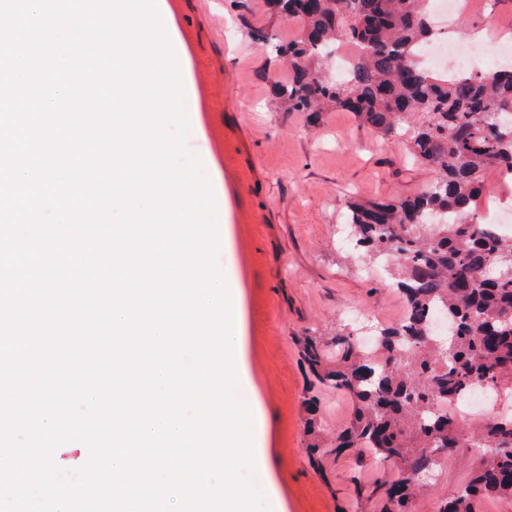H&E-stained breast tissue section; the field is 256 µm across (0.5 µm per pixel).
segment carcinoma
Returning a JSON list of instances; mask_svg holds the SVG:
<instances>
[{"mask_svg":"<svg viewBox=\"0 0 512 512\" xmlns=\"http://www.w3.org/2000/svg\"><path fill=\"white\" fill-rule=\"evenodd\" d=\"M299 24L274 45L290 78L273 85L286 112L340 108L383 135L433 179L400 196L349 203L350 238L375 264L394 262L405 317L380 328L376 351L354 331L336 336V359L318 336L301 352L316 380L348 395L352 412L336 450L356 449L400 478L357 485L358 512H410L421 475L433 476L460 444L479 449L467 481L439 512H477L481 499L512 501V411L466 425L439 406L479 387L512 395V236L478 212L490 169L512 173V66L450 79L420 57L436 37L432 0H267ZM356 47L341 77L326 72L337 46Z\"/></svg>","mask_w":512,"mask_h":512,"instance_id":"1","label":"carcinoma"}]
</instances>
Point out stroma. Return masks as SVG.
<instances>
[{"label": "stroma", "instance_id": "1", "mask_svg": "<svg viewBox=\"0 0 512 512\" xmlns=\"http://www.w3.org/2000/svg\"><path fill=\"white\" fill-rule=\"evenodd\" d=\"M187 50L185 150L198 157L226 245L215 263L241 279L248 338L247 378L232 392L257 398L269 419L252 445L272 464L246 476L260 512H352L354 484L384 475L371 457L323 449L313 456L305 402L318 401L319 434L347 423L352 402L319 385L296 340L331 338L345 326L377 332L402 300L387 268L365 262L345 232L350 200L405 194L431 172L407 162L402 138L385 137L343 110L312 117L280 111L272 80L287 82L272 48L252 41L248 25L272 26L284 41L298 24L269 18L266 0H165ZM472 448L431 481L422 506L466 481Z\"/></svg>", "mask_w": 512, "mask_h": 512}]
</instances>
